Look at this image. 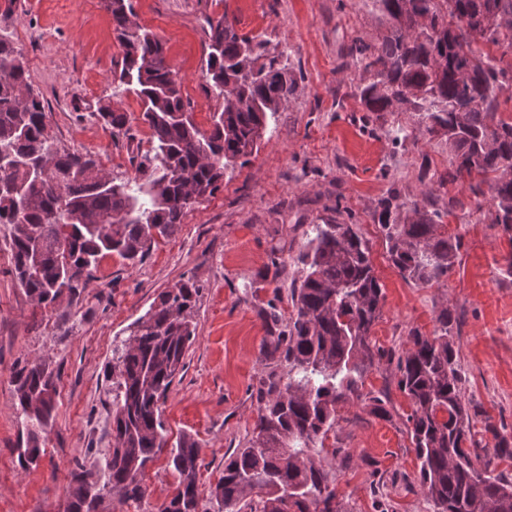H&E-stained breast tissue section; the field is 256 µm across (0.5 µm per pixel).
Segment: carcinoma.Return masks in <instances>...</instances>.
<instances>
[{
    "mask_svg": "<svg viewBox=\"0 0 512 512\" xmlns=\"http://www.w3.org/2000/svg\"><path fill=\"white\" fill-rule=\"evenodd\" d=\"M123 50L115 79L135 91L150 148L137 175L106 181L90 154L52 149L45 105L33 92L22 50L0 38V224L11 225L18 283L35 307L54 308L81 294L100 260L116 255L134 266L161 239L173 236L187 209L213 195L224 172L259 149L268 118L284 108L297 79L264 40L238 34L227 16L208 20L206 75L212 91L232 96L201 130L165 61L164 46L135 21L131 0H105ZM385 33L376 43L355 39L349 55L367 77L354 85L366 112H413L418 136H442L454 155L444 172L424 169L421 200L390 191L378 200L389 259L401 276L428 286L448 279L460 237L442 231L436 193L464 179L474 196L489 194L493 223L512 233V121L498 117L512 87V0H376ZM99 120L127 133L129 116L103 105ZM296 255L300 277L289 289L293 313L260 308L266 336L260 355L288 366L270 371L257 390L256 419L244 443L224 458L211 495L219 512H347L329 473L311 450L335 430L338 408L353 401L389 417L379 396L363 392L373 365L371 331L383 288L368 242L354 225L331 217L309 224ZM39 257L32 262L33 242ZM286 245L271 248L261 282H279ZM200 286L181 279L112 349V448L105 475L77 464L69 472L66 512H99L105 499L141 501L147 464L166 448L162 405L197 338L193 308ZM431 336L411 332L397 357L398 385L409 398L411 442L421 487L432 512H512V482L498 473L512 460V441L487 424L494 445L473 431L461 392L457 351L448 339L456 319L443 308ZM24 433L17 448L27 470L40 457L56 415L57 374L34 360L14 378ZM200 448L190 435L169 449L177 475L170 499L156 512H201Z\"/></svg>",
    "mask_w": 512,
    "mask_h": 512,
    "instance_id": "1",
    "label": "carcinoma"
}]
</instances>
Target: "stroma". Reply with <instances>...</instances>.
<instances>
[{"mask_svg": "<svg viewBox=\"0 0 512 512\" xmlns=\"http://www.w3.org/2000/svg\"><path fill=\"white\" fill-rule=\"evenodd\" d=\"M140 25L165 45L168 66L197 125L209 129L224 102L206 78L207 21L228 16L240 35L259 37L283 51L298 78L287 105L269 120L258 153L227 171L215 194L189 208L178 232L159 241L137 266L101 259L74 300L36 309L13 273L11 227L0 224V512H64L68 469L80 463L102 474L112 446V383L106 377L116 339L142 316L158 294L183 278L201 287L198 336L186 370L162 410L169 441L184 434L201 448L198 485L203 508L224 471V456L251 430L256 392L268 368L259 358L265 336L259 308L288 300L274 286L258 288L269 255L293 224H317L339 206L342 218L368 241L384 289L372 328L373 364L364 392L381 397L390 419L355 403L341 406L335 431L315 456L329 471L348 512H432L417 481V459L406 418L409 399L388 358L406 347L411 331L432 335L441 309L458 324L451 339L459 352L462 396L475 429L493 424L512 439V234L492 222L489 196L461 190L464 210L442 222L461 248L442 284L404 280L387 254L374 218L387 192L420 199L422 164L444 170L453 158L445 139L412 137L413 117L390 112L375 127L351 87L364 73L347 48L354 38L376 42L384 19L375 0H133ZM6 34L22 48L32 88L43 98L51 141L59 150L92 155L111 177L135 176L132 159L150 147L138 97L114 81L123 55L104 0H18ZM130 113L127 134L113 135L98 119L102 104ZM40 359L58 375L53 428L36 467L21 470V421L12 377ZM142 503L104 502L101 512H154L177 483L165 455L145 470Z\"/></svg>", "mask_w": 512, "mask_h": 512, "instance_id": "obj_1", "label": "stroma"}]
</instances>
